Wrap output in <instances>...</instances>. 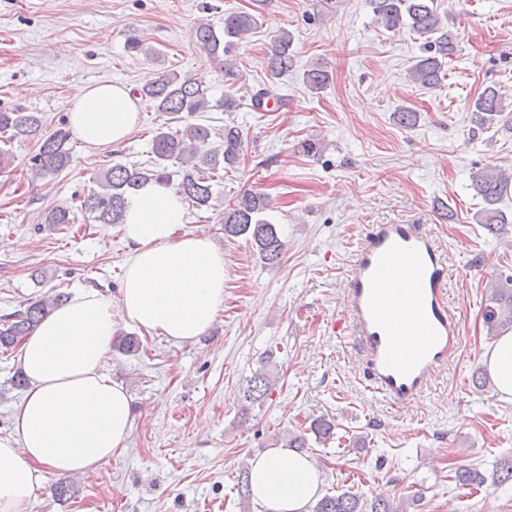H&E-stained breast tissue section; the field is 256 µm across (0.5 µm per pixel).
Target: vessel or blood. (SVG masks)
<instances>
[{
    "mask_svg": "<svg viewBox=\"0 0 512 512\" xmlns=\"http://www.w3.org/2000/svg\"><path fill=\"white\" fill-rule=\"evenodd\" d=\"M343 305L363 355L368 388L393 407L419 400L457 353L459 319L448 301V261L423 224H376L358 244ZM412 319L423 348L407 355L401 317Z\"/></svg>",
    "mask_w": 512,
    "mask_h": 512,
    "instance_id": "b4317fda",
    "label": "vessel or blood"
}]
</instances>
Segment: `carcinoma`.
<instances>
[{"mask_svg": "<svg viewBox=\"0 0 512 512\" xmlns=\"http://www.w3.org/2000/svg\"><path fill=\"white\" fill-rule=\"evenodd\" d=\"M375 20L384 29L394 31L407 26L414 34L426 38L428 55L417 59L408 70L413 83L434 89L446 77L448 58L454 53L456 37L448 29V15L440 14L435 0H370ZM256 20L246 11L230 12L224 16V28L215 29L200 23L194 30V41L207 57L221 60L232 47L250 34ZM293 36L281 29L274 36L267 57L269 83L249 93L248 106L255 112L267 111L268 104L277 99V81L295 66ZM304 85L313 93L326 88L330 80L328 67L315 65L303 72ZM141 97L150 100L159 112L193 117L200 112L221 110L234 112L242 106L241 98L226 92L211 100L209 88L201 82L174 70H161L138 89ZM499 91L486 87L474 101L471 112L476 129L485 131L506 118L512 131V113L506 112ZM34 140L38 152L31 158L33 176L45 179L68 168L72 155L70 133L60 127L42 134V120L36 112L20 107L0 109V172L15 161L10 148L14 143ZM243 156L242 130L232 124L224 125L219 144L212 142L211 128L188 123L175 131L157 129L151 140V161L139 166L115 163L97 180L98 189L81 200L80 209L97 224H122L129 202L136 191L150 181H159L176 189L189 206L199 210L210 208L215 200L213 181L219 172H234ZM473 189L485 203L481 223L495 235L508 233V219L495 205L512 192V175L502 171L477 176ZM272 199L261 189H248L224 206V236L248 237L260 259L269 265L281 262L285 242L276 225L266 219ZM68 299L63 291L47 292L23 307L0 319V349L7 352L20 344L51 311ZM484 319L490 334L512 329V275L492 287L490 304ZM276 378L266 365L255 369L245 379L242 388L244 410L262 405L272 393ZM336 421L324 416L313 419L309 431L315 442L324 444L335 435ZM456 482L463 487L479 488L487 477L476 468L460 466L454 471ZM237 491L243 507H249L252 496L251 471L243 465L237 479ZM418 499L376 497L370 501L350 491L325 494L310 507V512H408Z\"/></svg>", "mask_w": 512, "mask_h": 512, "instance_id": "1", "label": "carcinoma"}]
</instances>
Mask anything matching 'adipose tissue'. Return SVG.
Masks as SVG:
<instances>
[{
    "mask_svg": "<svg viewBox=\"0 0 512 512\" xmlns=\"http://www.w3.org/2000/svg\"><path fill=\"white\" fill-rule=\"evenodd\" d=\"M69 123L90 148L126 141L140 100L120 84H77ZM184 202L175 190L145 185L122 226L133 246L120 296L82 289L53 311L20 348L28 386L0 434V512H28L46 473L83 475L124 447L135 416L122 383L105 364L116 319L176 343L204 334L224 304V253L207 236L184 232ZM500 396L512 402V332L499 336L486 360ZM252 493L265 512H308L321 475L302 454L275 448L251 470Z\"/></svg>",
    "mask_w": 512,
    "mask_h": 512,
    "instance_id": "obj_1",
    "label": "adipose tissue"
}]
</instances>
